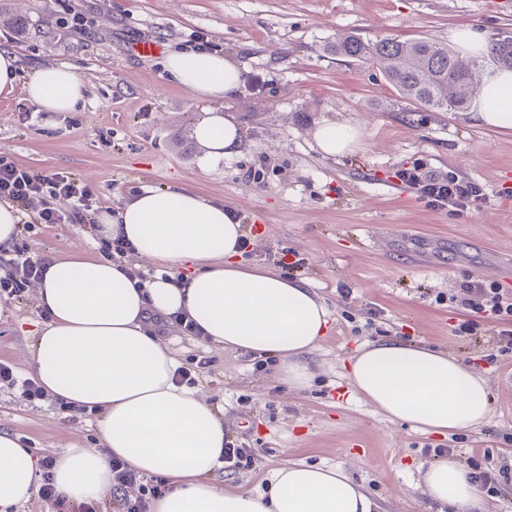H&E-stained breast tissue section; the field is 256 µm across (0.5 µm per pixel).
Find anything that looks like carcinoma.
Wrapping results in <instances>:
<instances>
[{"instance_id":"obj_1","label":"carcinoma","mask_w":512,"mask_h":512,"mask_svg":"<svg viewBox=\"0 0 512 512\" xmlns=\"http://www.w3.org/2000/svg\"><path fill=\"white\" fill-rule=\"evenodd\" d=\"M331 50L338 56L376 65L404 99L434 112L465 111L480 88L482 62L463 59L434 39L365 41L347 34L336 39ZM488 59L512 68V36L492 40Z\"/></svg>"}]
</instances>
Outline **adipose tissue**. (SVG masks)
Masks as SVG:
<instances>
[{
	"instance_id": "adipose-tissue-1",
	"label": "adipose tissue",
	"mask_w": 512,
	"mask_h": 512,
	"mask_svg": "<svg viewBox=\"0 0 512 512\" xmlns=\"http://www.w3.org/2000/svg\"><path fill=\"white\" fill-rule=\"evenodd\" d=\"M171 81L210 102L235 96L241 69L220 51L169 53ZM18 58L0 49V93L19 84ZM23 84V83H20ZM44 112H72L86 85L66 64L38 67L23 84ZM476 125L512 131V70L486 71L473 101ZM194 136L201 164L217 165L241 142L235 121L207 110ZM326 157L351 152L360 130L323 123L313 134ZM97 238L128 243L140 260L169 268L142 279L126 260H52L36 288L46 321L31 346V366L49 395L100 411L102 451L67 449L54 468L65 503L111 495L108 456L140 475H163L170 489L151 512H377L363 487L339 467L291 463L276 469L265 491L226 490L215 473L224 453V420L199 389L177 384L180 367L158 322L182 314L207 341L230 350L278 356L281 378L304 389L303 362L326 336L330 311L304 280L241 262L245 235L223 200L179 185L146 188L101 212ZM353 392L392 421L445 436L481 425L491 407L488 386L458 358L402 339L367 342L349 365ZM431 501L480 512L482 495L455 458L420 465ZM38 458L17 436L0 430V512L28 501L38 489Z\"/></svg>"
}]
</instances>
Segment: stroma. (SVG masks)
<instances>
[{
	"instance_id": "obj_1",
	"label": "stroma",
	"mask_w": 512,
	"mask_h": 512,
	"mask_svg": "<svg viewBox=\"0 0 512 512\" xmlns=\"http://www.w3.org/2000/svg\"><path fill=\"white\" fill-rule=\"evenodd\" d=\"M77 12L85 30L64 25ZM15 18L23 29L12 27ZM461 27L488 41L512 33V0H0V48L17 54L22 78L63 63L87 88L74 112L38 111L19 87L0 94V155L87 184L101 209L167 185L224 199L250 242L245 263L277 270L282 258L297 261L289 277L306 280L331 313L328 335L305 358L311 380L301 390L279 380L280 360L165 328L182 366L209 359L198 389L223 411L226 434L256 450L251 469L217 470L220 487L262 489L275 468L305 462L343 468L380 512H456L423 493L418 467L427 449H449L466 466L487 455L512 468V399L499 387L512 351L491 320L472 337L453 334L467 286L512 282V133L406 102L379 68L329 50L347 32L447 42ZM141 41L158 51L135 54ZM202 43L242 70L239 94L217 105L235 117L242 142L210 168L199 166L192 136L206 103L170 83L162 67L170 51ZM325 121L359 127L346 156L319 152L313 134ZM415 163L475 182L484 201L461 215L427 206L395 176ZM56 207L65 223L25 235L34 255L100 256L90 223L69 222L71 201ZM8 310L0 361L27 377L32 333L45 321L34 287ZM395 337L448 351L482 375L488 420L437 437L353 395L349 359L363 343ZM98 419L0 389V429L41 459L74 446L100 450Z\"/></svg>"
}]
</instances>
